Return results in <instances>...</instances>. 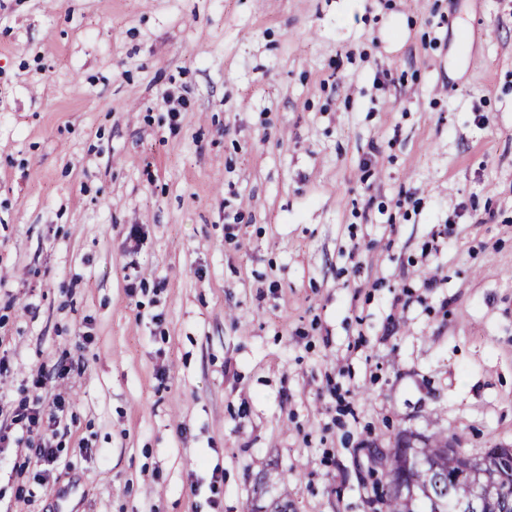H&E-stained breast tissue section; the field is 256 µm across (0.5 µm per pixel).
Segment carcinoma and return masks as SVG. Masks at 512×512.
Segmentation results:
<instances>
[{"label": "carcinoma", "instance_id": "obj_1", "mask_svg": "<svg viewBox=\"0 0 512 512\" xmlns=\"http://www.w3.org/2000/svg\"><path fill=\"white\" fill-rule=\"evenodd\" d=\"M403 438L398 435L391 447L379 448L373 456L371 512H448L450 503L469 506L484 486L493 487L496 496L483 501L481 512H512V487L502 488V474L512 471V457L482 465L477 485L463 476L461 457L448 454V441H458L457 436L423 435L411 449ZM409 450L427 460L428 466L406 470Z\"/></svg>", "mask_w": 512, "mask_h": 512}]
</instances>
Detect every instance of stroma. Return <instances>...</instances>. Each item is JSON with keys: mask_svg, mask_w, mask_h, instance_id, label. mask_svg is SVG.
I'll return each instance as SVG.
<instances>
[{"mask_svg": "<svg viewBox=\"0 0 512 512\" xmlns=\"http://www.w3.org/2000/svg\"><path fill=\"white\" fill-rule=\"evenodd\" d=\"M58 396L0 512H368L397 433L512 446V0H0V425Z\"/></svg>", "mask_w": 512, "mask_h": 512, "instance_id": "obj_1", "label": "stroma"}]
</instances>
